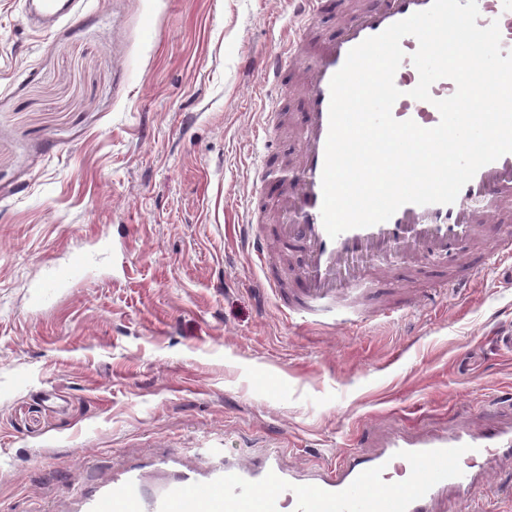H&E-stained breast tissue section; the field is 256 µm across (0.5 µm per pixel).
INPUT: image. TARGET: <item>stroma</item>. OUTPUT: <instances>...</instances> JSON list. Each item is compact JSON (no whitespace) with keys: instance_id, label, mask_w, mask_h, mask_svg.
Here are the masks:
<instances>
[{"instance_id":"1","label":"stroma","mask_w":512,"mask_h":512,"mask_svg":"<svg viewBox=\"0 0 512 512\" xmlns=\"http://www.w3.org/2000/svg\"><path fill=\"white\" fill-rule=\"evenodd\" d=\"M290 0H91L34 30L0 0V512H68L93 480L147 453L204 460L279 451L334 466L387 422L444 428L512 413V279L497 262L430 290L445 264L403 259L380 281L423 303L343 334L288 318L260 288L236 225L276 207L256 127L259 60ZM73 250L80 280L32 307L29 279ZM440 512H512V464Z\"/></svg>"}]
</instances>
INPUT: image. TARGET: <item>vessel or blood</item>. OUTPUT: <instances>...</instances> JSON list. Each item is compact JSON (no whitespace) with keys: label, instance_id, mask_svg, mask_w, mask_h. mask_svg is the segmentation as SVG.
Wrapping results in <instances>:
<instances>
[{"label":"vessel or blood","instance_id":"1","mask_svg":"<svg viewBox=\"0 0 512 512\" xmlns=\"http://www.w3.org/2000/svg\"><path fill=\"white\" fill-rule=\"evenodd\" d=\"M297 24L265 59L261 77L280 87L287 71L298 70L306 101L299 156L284 173L257 162V179L286 178L280 223L273 239L256 234L261 211L241 218L248 248L261 269L269 267L272 243L298 244L304 252V287L286 289L274 278L263 285L282 299L290 318L326 328H355L363 315L357 305L371 289L377 264L394 252L447 258L453 281L467 279L472 268L451 257L459 242L485 238L483 217L512 201V153L482 167L450 205L407 204L388 221L330 238L324 228L322 172L329 133L330 80L348 52L395 22L426 10L432 0H362L335 35L309 43L308 30L327 9L328 0H295ZM479 27L498 23L501 46L512 53V0H477ZM41 18L56 22L82 10L88 0H26ZM405 57L394 83L402 95L392 107L396 120L431 128L440 121L435 100L454 94L453 81L433 83L431 101L410 91L419 80L411 61L418 48L413 36L401 41ZM486 239V238H485ZM88 254H68L48 267L29 287V301L40 307L57 288L79 279ZM370 454L347 453L333 468L306 472L285 467L279 452L236 456L204 464L178 455H148L137 463L102 475L94 490L76 500L72 512H435L449 492L468 500L488 472V460L512 457V416L474 427L457 420L447 428L414 434L389 424Z\"/></svg>","mask_w":512,"mask_h":512}]
</instances>
